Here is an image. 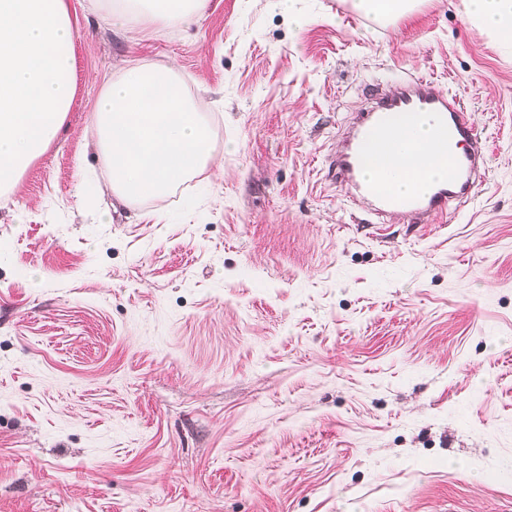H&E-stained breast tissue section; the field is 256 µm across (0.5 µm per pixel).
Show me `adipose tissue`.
<instances>
[{
    "label": "adipose tissue",
    "instance_id": "obj_1",
    "mask_svg": "<svg viewBox=\"0 0 512 512\" xmlns=\"http://www.w3.org/2000/svg\"><path fill=\"white\" fill-rule=\"evenodd\" d=\"M421 0H349L388 25ZM208 0H102L99 15L123 31L158 34L201 19ZM465 15L512 45V0H462ZM75 27L66 0H0V192L19 189L25 171L62 130L76 92ZM103 189L130 208L165 198L195 177L212 179L215 135L203 97L183 88L172 62L121 60L91 112ZM390 190L448 176L429 119L404 115L386 141L372 140Z\"/></svg>",
    "mask_w": 512,
    "mask_h": 512
}]
</instances>
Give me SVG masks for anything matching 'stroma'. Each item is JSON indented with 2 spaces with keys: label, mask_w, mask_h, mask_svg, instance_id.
Listing matches in <instances>:
<instances>
[{
  "label": "stroma",
  "mask_w": 512,
  "mask_h": 512,
  "mask_svg": "<svg viewBox=\"0 0 512 512\" xmlns=\"http://www.w3.org/2000/svg\"><path fill=\"white\" fill-rule=\"evenodd\" d=\"M68 2L74 103L0 196V512H512V46L461 0H209L143 37ZM140 57L203 95L224 176L132 211L88 127ZM408 74L487 147L442 224L376 223L328 170ZM357 13L370 17L381 25H388L411 15L421 0H349Z\"/></svg>",
  "instance_id": "stroma-1"
}]
</instances>
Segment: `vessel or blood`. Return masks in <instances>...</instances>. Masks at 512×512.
Instances as JSON below:
<instances>
[{
  "instance_id": "b4317fda",
  "label": "vessel or blood",
  "mask_w": 512,
  "mask_h": 512,
  "mask_svg": "<svg viewBox=\"0 0 512 512\" xmlns=\"http://www.w3.org/2000/svg\"><path fill=\"white\" fill-rule=\"evenodd\" d=\"M399 112L431 113L441 147L452 150L447 182L423 194H396L364 175L366 136L374 130L389 129ZM484 163V145L474 113L420 76L401 80L394 93L373 94L371 105L357 113L340 133L330 160L337 181L350 185L384 221L397 223L409 217L418 224L446 219L451 206L466 200L480 182Z\"/></svg>"
}]
</instances>
